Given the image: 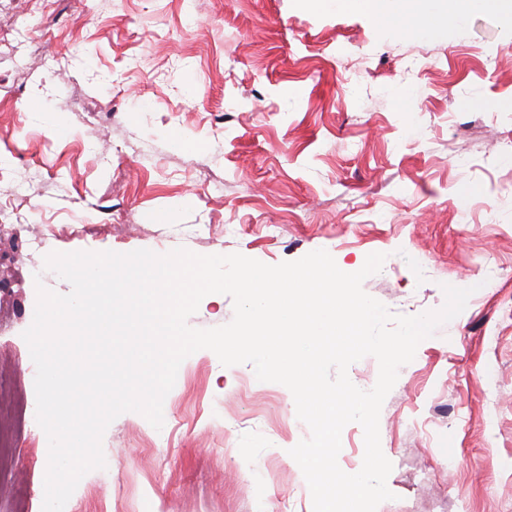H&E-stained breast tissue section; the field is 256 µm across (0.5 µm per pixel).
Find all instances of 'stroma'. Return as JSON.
I'll list each match as a JSON object with an SVG mask.
<instances>
[{
  "instance_id": "stroma-1",
  "label": "stroma",
  "mask_w": 512,
  "mask_h": 512,
  "mask_svg": "<svg viewBox=\"0 0 512 512\" xmlns=\"http://www.w3.org/2000/svg\"><path fill=\"white\" fill-rule=\"evenodd\" d=\"M1 224L0 512L41 507L23 333L37 286L71 290L46 256L180 247L323 249L346 273L382 253L363 289L400 315L472 288L383 403L389 512H512V19L476 8L413 37L306 0H0ZM163 418L109 425L112 473L71 512H313L293 395L251 364L193 353ZM247 453L276 480L229 479Z\"/></svg>"
}]
</instances>
